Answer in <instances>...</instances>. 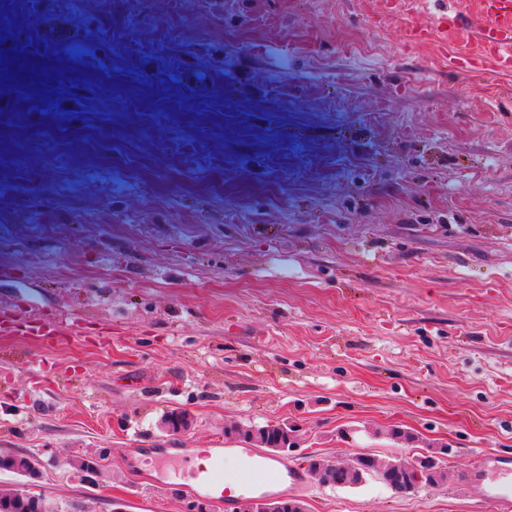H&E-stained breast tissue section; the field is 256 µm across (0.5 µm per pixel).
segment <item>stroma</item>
<instances>
[{"mask_svg":"<svg viewBox=\"0 0 512 512\" xmlns=\"http://www.w3.org/2000/svg\"><path fill=\"white\" fill-rule=\"evenodd\" d=\"M476 14L0 0V46L64 68H41L50 96L0 83V309L74 327L54 349L0 336V454L40 462L0 489L187 512L174 468L123 452L279 422L302 469L445 454L447 484L315 480L308 512H497L468 474L512 458V68L452 65ZM173 409L188 431H162ZM87 448L111 451L99 473Z\"/></svg>","mask_w":512,"mask_h":512,"instance_id":"obj_1","label":"stroma"}]
</instances>
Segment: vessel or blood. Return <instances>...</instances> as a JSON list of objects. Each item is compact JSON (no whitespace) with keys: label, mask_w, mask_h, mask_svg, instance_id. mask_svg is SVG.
<instances>
[{"label":"vessel or blood","mask_w":512,"mask_h":512,"mask_svg":"<svg viewBox=\"0 0 512 512\" xmlns=\"http://www.w3.org/2000/svg\"><path fill=\"white\" fill-rule=\"evenodd\" d=\"M478 16V37L482 56L459 58L461 67L479 72L483 59H491L500 67L512 66V0H481ZM61 323H35L17 312H0V335L20 334L52 347L58 344ZM176 458L187 464L189 471L183 489L192 497L208 498L217 512H235L237 502L251 494L282 496L302 493L309 487V477L292 464L274 458L264 450L252 446L241 448H141L127 453L125 461L139 467L142 460ZM234 458V472L224 470L225 458ZM493 472L498 484L487 489V495L500 507L501 512H512V465L501 457L485 454L474 468L472 477L481 480L484 472Z\"/></svg>","instance_id":"b4317fda"}]
</instances>
